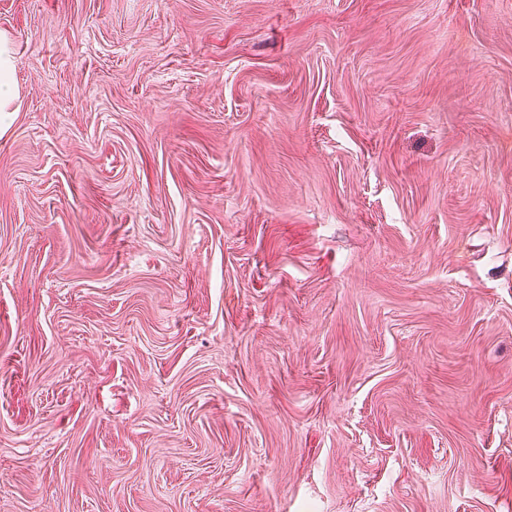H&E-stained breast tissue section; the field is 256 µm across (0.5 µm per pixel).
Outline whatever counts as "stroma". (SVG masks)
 <instances>
[{
    "label": "stroma",
    "instance_id": "obj_1",
    "mask_svg": "<svg viewBox=\"0 0 512 512\" xmlns=\"http://www.w3.org/2000/svg\"><path fill=\"white\" fill-rule=\"evenodd\" d=\"M0 36V512H512V0ZM12 51L8 42L0 39V130L2 132L4 124L2 116H7L4 112H17L19 110V89L13 80V58Z\"/></svg>",
    "mask_w": 512,
    "mask_h": 512
}]
</instances>
